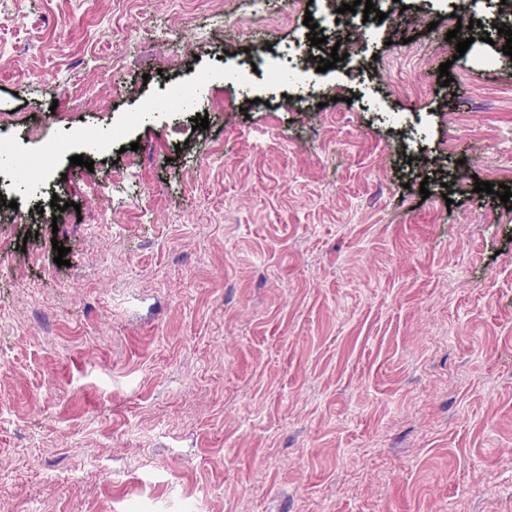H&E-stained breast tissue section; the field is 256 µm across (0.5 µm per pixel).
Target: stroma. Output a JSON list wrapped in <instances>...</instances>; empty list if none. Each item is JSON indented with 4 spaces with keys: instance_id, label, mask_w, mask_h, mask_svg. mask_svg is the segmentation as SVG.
I'll return each instance as SVG.
<instances>
[{
    "instance_id": "1",
    "label": "stroma",
    "mask_w": 512,
    "mask_h": 512,
    "mask_svg": "<svg viewBox=\"0 0 512 512\" xmlns=\"http://www.w3.org/2000/svg\"><path fill=\"white\" fill-rule=\"evenodd\" d=\"M496 2L403 0L297 88L328 0H0V138L68 142L0 165V512H512Z\"/></svg>"
}]
</instances>
